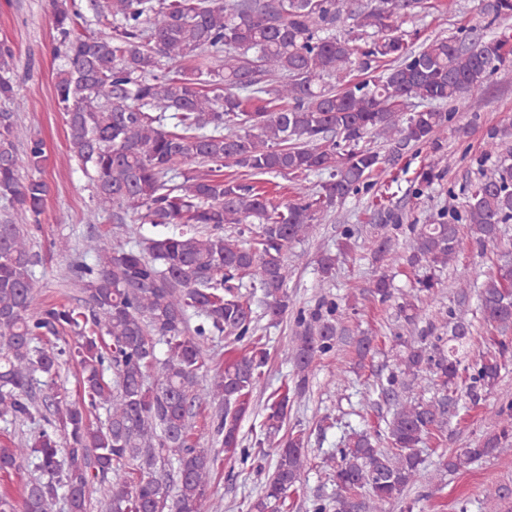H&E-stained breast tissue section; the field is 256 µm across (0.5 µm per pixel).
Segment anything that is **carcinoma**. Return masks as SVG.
<instances>
[{
	"label": "carcinoma",
	"mask_w": 512,
	"mask_h": 512,
	"mask_svg": "<svg viewBox=\"0 0 512 512\" xmlns=\"http://www.w3.org/2000/svg\"><path fill=\"white\" fill-rule=\"evenodd\" d=\"M54 55L64 68L54 104L68 116L72 157L95 187L96 208L116 224L135 215L142 224L176 230L142 249L109 247L93 236L56 243L68 257L71 285L83 303L37 300L40 263L33 249L48 184L24 178L47 161L45 141L0 112V198L10 214L0 220V419L31 424L25 440L0 446V473L26 462L39 475L24 490L21 512H87L95 488L106 512H203L214 458L192 440L197 402L215 404L216 433L227 458L248 457L240 422L261 384L269 351L256 336L250 299L259 287L265 316L276 321L290 308L288 249L304 240L330 209L367 186L382 164H394L411 145L442 149L453 113L435 107L463 100L483 104L488 74L512 62V38L436 37L419 40L405 25L435 5L427 0H50ZM496 20L512 16V0H488ZM98 29L81 31L86 14ZM352 25L333 32L342 18ZM15 50L0 40V99L17 98ZM356 70L357 82L337 85ZM380 138L389 155L359 147ZM324 176L319 189L295 184L283 202L257 180ZM438 177L435 166L416 173L418 192ZM512 219V153L492 177L473 185L463 211L448 204L428 224L409 225L410 267L445 268L463 247L460 222L479 245L497 242ZM238 226L224 233V225ZM259 225L254 238L250 225ZM393 237L374 248L376 262L395 261ZM441 282L427 277L400 306L416 325L418 302H434ZM462 297L475 288L485 324L512 329V261L474 286L467 271L448 281ZM371 293L392 297L386 272ZM199 318L196 325L190 320ZM292 347L301 389L315 358L336 344V304L314 322L298 318ZM78 335L70 345L64 335ZM48 336L56 342H40ZM471 324L459 319L448 347H425L427 337L403 341L399 373L379 384L396 400L384 435L355 434L332 461L336 512H385L421 477L416 448L443 427L459 400L492 389L512 360V345L470 349ZM244 347L208 380L200 372L209 341ZM472 358L473 373L460 376ZM78 359L81 400L62 394V363ZM154 383H148L149 377ZM444 394L430 395L433 378ZM411 394L399 400L398 389ZM288 391L264 406L265 435L279 432ZM105 410V419L91 416ZM508 425L440 461L457 471L495 454L512 436ZM278 459L255 512H275L301 481L307 459L299 432L279 442ZM138 474L128 479L129 471ZM364 490L354 503L349 493Z\"/></svg>",
	"instance_id": "obj_1"
}]
</instances>
